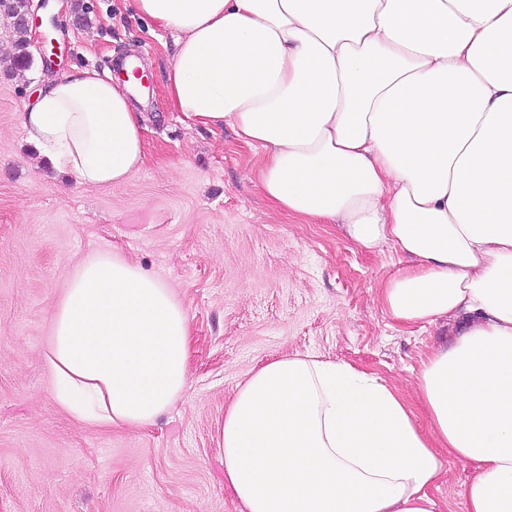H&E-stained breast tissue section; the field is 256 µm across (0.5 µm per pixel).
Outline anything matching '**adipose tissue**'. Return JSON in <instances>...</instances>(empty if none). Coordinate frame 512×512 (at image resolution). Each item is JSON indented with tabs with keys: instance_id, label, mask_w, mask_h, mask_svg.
<instances>
[{
	"instance_id": "adipose-tissue-1",
	"label": "adipose tissue",
	"mask_w": 512,
	"mask_h": 512,
	"mask_svg": "<svg viewBox=\"0 0 512 512\" xmlns=\"http://www.w3.org/2000/svg\"><path fill=\"white\" fill-rule=\"evenodd\" d=\"M172 31V105L261 150L286 214L341 225L408 260L381 290L405 325L464 322L423 360L430 432L379 377L314 355L269 361L217 431L247 512H438L445 447L473 463L466 512H512V0H134ZM91 69L39 91L27 140L74 180L142 167V118ZM187 314L118 254L78 265L45 362L58 403L93 423L152 424L181 395Z\"/></svg>"
}]
</instances>
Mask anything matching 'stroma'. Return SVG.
Wrapping results in <instances>:
<instances>
[{"label": "stroma", "mask_w": 512, "mask_h": 512, "mask_svg": "<svg viewBox=\"0 0 512 512\" xmlns=\"http://www.w3.org/2000/svg\"><path fill=\"white\" fill-rule=\"evenodd\" d=\"M43 10L22 71L10 67L16 36L0 18V512H245L224 485L216 430L249 375L284 356L380 376L429 430L416 378L448 326L384 311L380 287L404 269L401 256L281 212L259 188V150L231 129L183 121L167 98L173 36L133 0H46ZM55 42L61 54L45 66ZM132 54L148 80L135 101L145 162L115 187L77 184L26 141L19 115L60 75L113 78ZM112 249L160 277L190 323L186 389L144 427L72 416L44 358L75 268ZM438 454L431 495L440 512H465L473 466Z\"/></svg>", "instance_id": "obj_1"}]
</instances>
